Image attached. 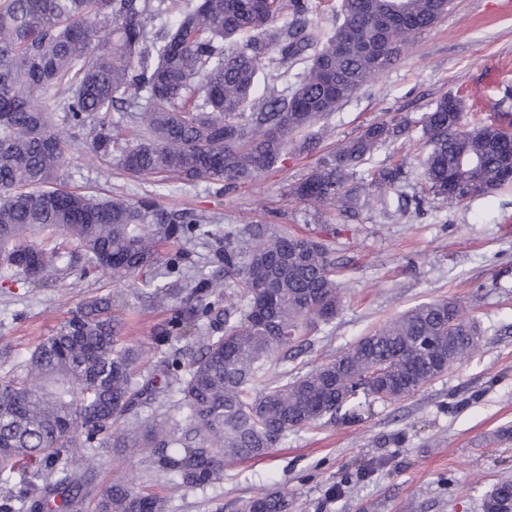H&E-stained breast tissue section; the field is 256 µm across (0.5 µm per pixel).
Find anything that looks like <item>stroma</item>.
<instances>
[{
  "label": "stroma",
  "mask_w": 512,
  "mask_h": 512,
  "mask_svg": "<svg viewBox=\"0 0 512 512\" xmlns=\"http://www.w3.org/2000/svg\"><path fill=\"white\" fill-rule=\"evenodd\" d=\"M505 3L454 0L436 26L416 35L390 68L326 118L328 133L315 148L223 192L205 183L159 190L130 179L120 166L105 167L87 152L84 131L67 130L58 188L128 199L157 190L164 206L205 212L223 226L279 224L331 243L343 308L330 325L307 334L288 365L272 364V372H306L434 299L460 301L465 317L484 332L466 362L417 394L291 434L265 455L227 464L221 485L172 493L165 481L151 483V492L168 496V512H241L265 489L287 492L289 512H482L485 493L512 481V444L493 442L498 429L512 426V185L460 204L435 198L424 185L430 147L418 127L449 94L461 99L471 119L512 113V8ZM492 67L499 73L489 86L484 72ZM391 120L411 122L410 135L375 152L359 170L409 155L399 190L421 197L419 209L393 205L384 213L358 205L342 213L290 195L321 157L370 124ZM217 248L203 239L163 246L160 264L171 269L166 283L188 287L200 268L216 267ZM115 292L122 295L116 308L122 334L142 349L144 364L185 347L180 337L166 347L155 341L170 309L148 308L139 284L92 271L81 256L36 285L0 281V349L10 348L14 361H22L79 305ZM91 468L101 489L141 481L140 460L125 448H97Z\"/></svg>",
  "instance_id": "obj_1"
}]
</instances>
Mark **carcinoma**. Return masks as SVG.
<instances>
[{"mask_svg": "<svg viewBox=\"0 0 512 512\" xmlns=\"http://www.w3.org/2000/svg\"><path fill=\"white\" fill-rule=\"evenodd\" d=\"M0 0V272L40 282L77 250L96 270L142 278L150 307H173L157 334L194 332L196 354L176 349L141 370L122 342L110 302L78 307L21 363L0 362V512H167V498L132 483L102 492L89 469L95 448H131L175 492L214 487L224 464L264 455L288 435L380 400L401 399L448 369V336L463 363L478 327L459 302L418 305L341 355L288 376V350L330 324L342 308L336 265L321 241L250 224L220 229L202 213L172 210L157 194L103 199L53 187L66 141L57 124L87 131V148L132 177L229 189L286 160L292 136L339 110L400 47L432 28L451 0H340L341 22L310 18L311 0ZM174 22L162 25L165 16ZM301 64L283 89L259 86ZM126 113L134 134L110 120ZM431 145L428 192L460 203L470 180L487 194L512 184L503 165L512 118L464 123L445 96L420 119ZM410 125L381 122L321 159L291 194L339 210L356 168ZM406 159L360 179L369 206L385 210ZM207 237L224 242V271L197 272L185 296L162 285L159 248ZM457 321L448 332V319ZM285 364L273 375L269 363ZM383 361L387 374L370 379ZM172 401L179 414L144 405ZM288 493L269 491L244 512H289ZM483 512H512V481L484 498Z\"/></svg>", "mask_w": 512, "mask_h": 512, "instance_id": "carcinoma-1", "label": "carcinoma"}]
</instances>
